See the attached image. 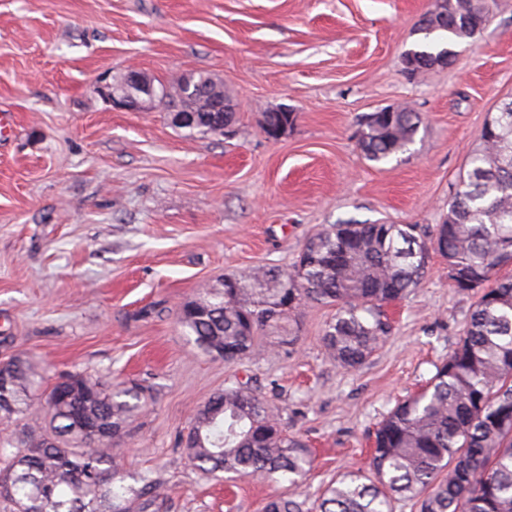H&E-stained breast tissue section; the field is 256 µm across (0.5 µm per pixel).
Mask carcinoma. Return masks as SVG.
<instances>
[{
  "label": "carcinoma",
  "mask_w": 512,
  "mask_h": 512,
  "mask_svg": "<svg viewBox=\"0 0 512 512\" xmlns=\"http://www.w3.org/2000/svg\"><path fill=\"white\" fill-rule=\"evenodd\" d=\"M487 20L484 0H454L448 22L422 26L427 40L411 56L443 67L449 39L473 38ZM225 102L227 112H213ZM188 135L220 136L232 124L231 98L186 100ZM419 113L371 112L362 117L358 146L383 162L408 150ZM448 262L459 292L479 293L462 338L435 366L427 384L398 402L372 434L368 471H347L328 485L316 512H393L415 499L419 512H512V101L487 120L468 169L460 176L441 222L328 224L309 236L293 265H258L204 288L178 311L194 346L232 363L272 346L263 333L304 307L336 308L323 343L342 368L362 365L392 331L385 307L404 300L423 280L431 254ZM0 423L26 421L30 432L15 447L0 442V504L6 512H168V492L151 470L117 471L112 447L151 398L150 387L107 388L84 372L43 384L24 357L3 363ZM184 448L199 473L228 478L276 475L294 482L311 460L306 444L288 433L279 414L252 389L234 384L215 394L194 417ZM131 483H126V479ZM288 496L263 512H304Z\"/></svg>",
  "instance_id": "carcinoma-1"
}]
</instances>
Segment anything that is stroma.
<instances>
[{
  "label": "stroma",
  "instance_id": "obj_1",
  "mask_svg": "<svg viewBox=\"0 0 512 512\" xmlns=\"http://www.w3.org/2000/svg\"><path fill=\"white\" fill-rule=\"evenodd\" d=\"M486 5L452 65L412 78L404 56L431 0H0V113L14 119L0 142V361L20 353L50 380L77 369L152 386L116 463L158 471L168 512L311 503L367 468L370 434L433 375L475 301L451 288L443 258L388 306L392 335L353 370L325 354L329 306L302 312L291 352L230 364L195 348L177 312L224 274L290 267L321 225L439 223L483 125L512 97V0ZM132 68L157 84L222 81L232 134L112 107L97 83ZM389 106L422 125L409 152L376 165L359 120ZM283 108L296 121L270 138L265 116ZM237 382L307 444L303 482L216 481L188 464L195 412Z\"/></svg>",
  "mask_w": 512,
  "mask_h": 512
}]
</instances>
